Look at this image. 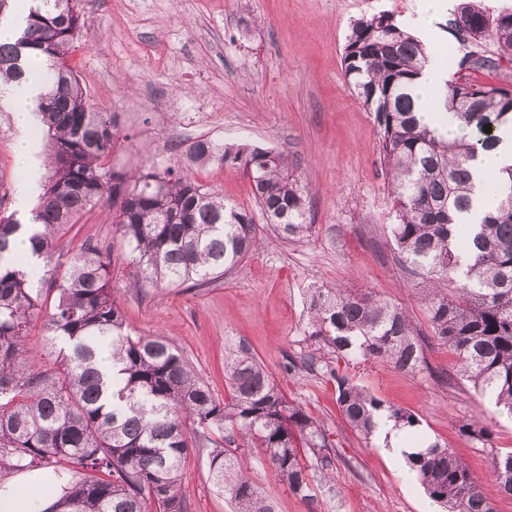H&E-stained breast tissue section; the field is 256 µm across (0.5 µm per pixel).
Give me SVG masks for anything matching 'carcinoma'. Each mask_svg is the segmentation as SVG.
<instances>
[{
  "label": "carcinoma",
  "mask_w": 512,
  "mask_h": 512,
  "mask_svg": "<svg viewBox=\"0 0 512 512\" xmlns=\"http://www.w3.org/2000/svg\"><path fill=\"white\" fill-rule=\"evenodd\" d=\"M33 2L15 42L0 44V86L23 78L28 56L47 61L48 91L38 115L50 174L31 210L41 226L31 237L33 250L46 270L36 279L26 259L13 256L23 224L13 213L0 216V486L16 474L50 469L67 482L46 512H188L180 493L184 463L192 451L205 450L210 481L234 512H273L250 475L246 449L253 446L294 494L313 499L315 486L332 481L336 470L328 427L288 401L242 341L224 355L228 395L219 399L166 337L132 330L110 285L119 258L138 288L200 287L258 248L254 215L194 178L193 168L211 162L243 170L277 235L308 236V192L288 154L199 138L162 170L114 169L117 116L90 102L70 63L82 0ZM448 28L469 48L443 100L467 129L459 137L423 123L413 87L425 47L399 28L393 13L354 22L344 74L373 113L391 187L390 242L433 336L455 355L462 379L512 413V165L496 177L494 208L467 221L472 162L497 146L502 127H512V91L482 84L473 73L512 56V13L493 18L467 2ZM106 198L116 207L119 253L88 241L63 273L50 268L71 224ZM47 304L51 347L34 359L26 336ZM306 310L309 346L288 360V369L330 376L343 419L365 438L374 435L380 413L407 436L418 435L416 414L385 404L335 367L372 360L423 370V343L408 312L372 291L332 287L312 289ZM106 354L117 368L110 406L98 364ZM491 424L470 420L459 431L487 446ZM404 466L444 512H495L480 480L447 446L433 442L406 456ZM488 472L512 495V451L491 452Z\"/></svg>",
  "instance_id": "carcinoma-1"
}]
</instances>
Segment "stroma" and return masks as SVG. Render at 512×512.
Returning a JSON list of instances; mask_svg holds the SVG:
<instances>
[{
  "instance_id": "stroma-1",
  "label": "stroma",
  "mask_w": 512,
  "mask_h": 512,
  "mask_svg": "<svg viewBox=\"0 0 512 512\" xmlns=\"http://www.w3.org/2000/svg\"><path fill=\"white\" fill-rule=\"evenodd\" d=\"M81 32L71 62L88 97L115 113L125 133L116 170L173 164L198 138L287 152L309 197L311 236L262 233L261 248L239 268L198 288H136L130 270L111 268L112 293L128 323L163 333L216 396H224V347L243 341L288 400L328 425L336 471L314 500L291 492L274 470L253 463L252 476L273 512H431L417 482L342 419L336 384L319 373H288L287 356L304 349L310 289L368 288L409 311L424 344L425 367L398 372L369 361L349 365L354 382L385 403L418 415L430 440L448 444L483 476L497 512L512 496L484 473L491 450H512V417L456 373L455 358L432 336L423 306L407 288L388 238L389 180L379 163L373 116L343 72L352 24L380 11L413 12L414 0H82ZM11 110L0 112V211L13 212L18 182ZM196 178L239 208L256 211L241 169L211 163ZM112 204L102 201L69 231L54 258L67 267L88 240L112 244ZM496 421L491 448L462 436V421ZM181 493L189 512H233L213 487L203 453L191 454Z\"/></svg>"
}]
</instances>
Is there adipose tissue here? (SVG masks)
Returning a JSON list of instances; mask_svg holds the SVG:
<instances>
[{"instance_id": "1", "label": "adipose tissue", "mask_w": 512, "mask_h": 512, "mask_svg": "<svg viewBox=\"0 0 512 512\" xmlns=\"http://www.w3.org/2000/svg\"><path fill=\"white\" fill-rule=\"evenodd\" d=\"M27 78L24 82L10 84L7 96L12 104L15 121L20 130L16 141V154L20 167L15 205L20 215H28L31 203L37 195L43 169V156L39 140L31 129L36 122L39 102L47 88L43 74L46 61L37 57L26 62ZM448 80V70L437 53L427 55L426 64L415 84V95L422 120L439 134L451 136L461 134L463 126L459 119L438 104L434 97ZM500 143L494 151L480 153L473 163L475 175L476 208H483L492 196V181L503 167L512 164V128L499 133Z\"/></svg>"}]
</instances>
